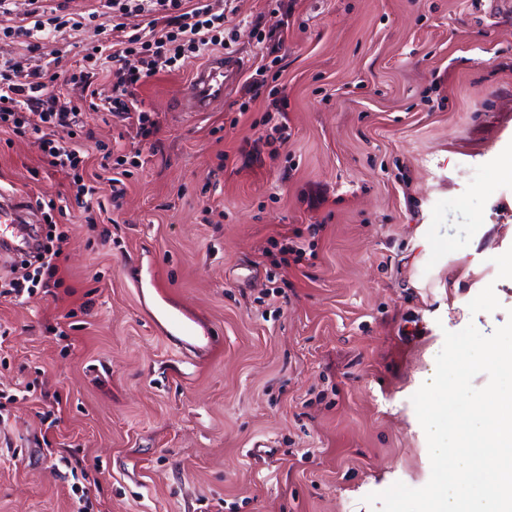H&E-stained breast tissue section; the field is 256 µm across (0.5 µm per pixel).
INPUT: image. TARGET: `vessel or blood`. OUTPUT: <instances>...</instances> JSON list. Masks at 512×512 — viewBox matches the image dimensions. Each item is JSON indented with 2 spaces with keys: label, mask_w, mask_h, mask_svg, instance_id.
<instances>
[{
  "label": "vessel or blood",
  "mask_w": 512,
  "mask_h": 512,
  "mask_svg": "<svg viewBox=\"0 0 512 512\" xmlns=\"http://www.w3.org/2000/svg\"><path fill=\"white\" fill-rule=\"evenodd\" d=\"M242 60L235 56L214 55L192 73L187 87L186 109L210 112L224 103V91L233 74L239 73ZM40 239L30 221V212L4 189L0 188V262L35 253ZM139 288L153 289L155 305L149 319L161 330L165 339L183 353L202 359L216 349L218 339L209 326L191 309L172 303L156 274L137 278Z\"/></svg>",
  "instance_id": "b4317fda"
}]
</instances>
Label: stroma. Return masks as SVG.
Masks as SVG:
<instances>
[{"instance_id":"stroma-1","label":"stroma","mask_w":512,"mask_h":512,"mask_svg":"<svg viewBox=\"0 0 512 512\" xmlns=\"http://www.w3.org/2000/svg\"><path fill=\"white\" fill-rule=\"evenodd\" d=\"M64 30L78 48L107 17ZM244 69L224 104L180 111L200 60L145 79L160 131L79 124L107 222L64 218L60 287L0 297V512H381L371 493L431 474L411 398L445 331L512 317V13L480 0H229ZM281 38L265 83L258 39ZM285 125L287 141L275 131ZM124 163V194L98 174ZM0 187L70 195L33 139L0 133ZM303 247L292 263L288 243ZM152 266L221 346L180 357L131 281Z\"/></svg>"}]
</instances>
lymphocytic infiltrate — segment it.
<instances>
[{
  "instance_id": "lymphocytic-infiltrate-1",
  "label": "lymphocytic infiltrate",
  "mask_w": 512,
  "mask_h": 512,
  "mask_svg": "<svg viewBox=\"0 0 512 512\" xmlns=\"http://www.w3.org/2000/svg\"><path fill=\"white\" fill-rule=\"evenodd\" d=\"M91 17L108 13L112 19L111 39L99 48H86L78 73L71 82L81 83L90 98H102L105 108L135 124L141 138L157 133L155 122L139 106L137 84L162 71L171 72L185 54L197 57L223 46V0H98ZM30 10L24 24L10 33L23 40L28 51L44 52L67 23L70 0H55L54 7L44 8L43 0H29ZM146 17L145 30L127 32L124 19L128 14ZM134 56L138 65L126 67L127 57ZM111 70L112 93L100 97L95 82L104 70ZM59 75L51 66L23 71L9 63H0V128L35 139L43 160L64 171L75 189L74 200L85 214L87 223L98 220L94 207L97 189L82 176L88 154L78 139V116L81 107L61 101L53 88ZM66 207L48 201L43 213L45 239L32 265L9 278L0 277V295L17 299L33 294L42 281L57 278L64 258L68 235L56 222Z\"/></svg>"
}]
</instances>
